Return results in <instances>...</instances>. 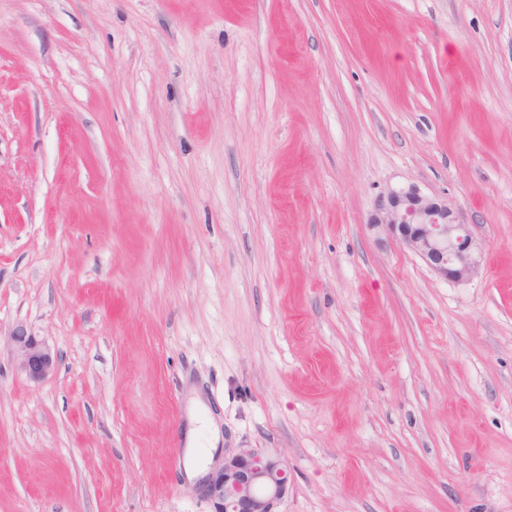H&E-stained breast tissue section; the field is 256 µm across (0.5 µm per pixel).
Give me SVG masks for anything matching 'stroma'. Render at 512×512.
Here are the masks:
<instances>
[{
	"label": "stroma",
	"instance_id": "35a3bbf8",
	"mask_svg": "<svg viewBox=\"0 0 512 512\" xmlns=\"http://www.w3.org/2000/svg\"><path fill=\"white\" fill-rule=\"evenodd\" d=\"M197 400L280 512H512V0H0V512H213ZM369 228L404 244L447 281L468 280L479 268L480 253L469 225L448 199L415 184L381 195ZM7 340L19 369L31 383H42L56 370L58 353L24 324H16Z\"/></svg>",
	"mask_w": 512,
	"mask_h": 512
}]
</instances>
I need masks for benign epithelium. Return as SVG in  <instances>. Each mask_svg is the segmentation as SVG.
<instances>
[{"instance_id": "obj_1", "label": "benign epithelium", "mask_w": 512, "mask_h": 512, "mask_svg": "<svg viewBox=\"0 0 512 512\" xmlns=\"http://www.w3.org/2000/svg\"><path fill=\"white\" fill-rule=\"evenodd\" d=\"M369 228L404 244L447 281L468 280L479 268L480 253L469 225L448 200L415 184L381 195ZM7 340L30 382L40 384L56 370L58 353L24 324H16ZM288 486V469L281 461L241 448L224 456L196 489L213 501L215 512H277Z\"/></svg>"}]
</instances>
